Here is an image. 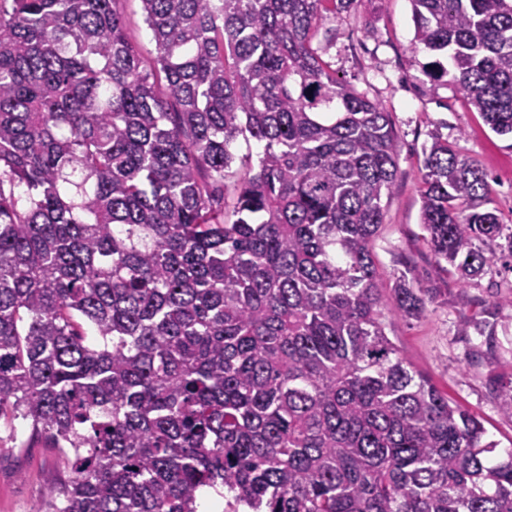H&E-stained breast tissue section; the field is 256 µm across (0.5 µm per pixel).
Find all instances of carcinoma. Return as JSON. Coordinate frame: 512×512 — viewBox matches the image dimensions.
Instances as JSON below:
<instances>
[{
	"label": "carcinoma",
	"instance_id": "1",
	"mask_svg": "<svg viewBox=\"0 0 512 512\" xmlns=\"http://www.w3.org/2000/svg\"><path fill=\"white\" fill-rule=\"evenodd\" d=\"M114 2L0 0V422L72 456L33 512H512V452L387 334L396 134L312 44L354 0H141L149 70ZM409 2L421 73L512 136V0ZM417 180L440 273L512 271L482 165L433 134ZM262 151L261 146L249 135L246 137H239L237 142L233 146V152L236 155V162L233 166V170L241 169V164L244 161L251 159L253 163H256L257 155ZM246 172V168L243 167L235 176L228 177L225 180V200L228 205H231L235 197V184L240 175Z\"/></svg>",
	"mask_w": 512,
	"mask_h": 512
}]
</instances>
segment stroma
<instances>
[{
  "label": "stroma",
  "instance_id": "obj_1",
  "mask_svg": "<svg viewBox=\"0 0 512 512\" xmlns=\"http://www.w3.org/2000/svg\"><path fill=\"white\" fill-rule=\"evenodd\" d=\"M125 34L144 68H151L156 46L144 21L140 0H115ZM409 0H355L348 12L327 21L313 45L337 77L390 112L399 145L398 180L384 205V223L373 243L383 279L410 269L421 287H432L434 258L424 245L420 193L416 184L422 146L432 131L447 137L462 155L483 164L491 184V206L512 219V140L496 136L478 113L469 111L461 93L423 76L420 64L430 53H413ZM512 296V273L500 271L468 288L449 282L448 296L429 304L418 319L390 316L387 334L401 354L449 397L477 414L495 457L512 450V418L499 403L512 373V309L499 312L493 342L476 333L461 335L462 316L477 313L499 297ZM71 463L57 448L33 438L28 423L0 429V512H32L45 489L67 480Z\"/></svg>",
  "mask_w": 512,
  "mask_h": 512
}]
</instances>
